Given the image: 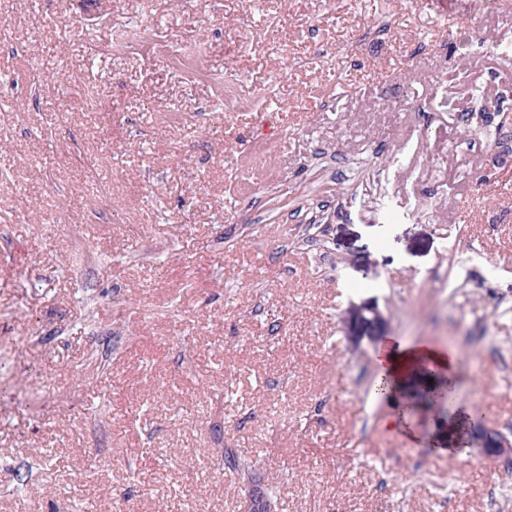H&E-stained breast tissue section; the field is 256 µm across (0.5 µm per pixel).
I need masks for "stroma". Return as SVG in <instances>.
<instances>
[{
  "label": "stroma",
  "instance_id": "35a3bbf8",
  "mask_svg": "<svg viewBox=\"0 0 512 512\" xmlns=\"http://www.w3.org/2000/svg\"><path fill=\"white\" fill-rule=\"evenodd\" d=\"M503 45L488 0H0V512H247L219 448L274 512H512L465 416L372 391L428 343L512 439ZM379 378L390 376L395 381L394 390L399 387L410 373L425 370L424 364L454 374L457 366L456 356L426 344L403 345L393 340H386L380 345L376 354ZM393 390V391H394ZM218 453H220L222 469L225 464L229 469L238 471L242 478L247 476L251 482H260V479L256 476L255 469H253L254 466L251 465L252 462L241 459L231 449L226 448L224 451V448H219Z\"/></svg>",
  "mask_w": 512,
  "mask_h": 512
}]
</instances>
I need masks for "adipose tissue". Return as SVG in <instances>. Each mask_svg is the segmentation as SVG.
<instances>
[{
    "instance_id": "1",
    "label": "adipose tissue",
    "mask_w": 512,
    "mask_h": 512,
    "mask_svg": "<svg viewBox=\"0 0 512 512\" xmlns=\"http://www.w3.org/2000/svg\"><path fill=\"white\" fill-rule=\"evenodd\" d=\"M376 363L380 375L390 376L395 383L400 384L410 373L423 370L427 365L442 371L455 372L457 358L453 353L425 344L403 345L389 339L380 345Z\"/></svg>"
}]
</instances>
